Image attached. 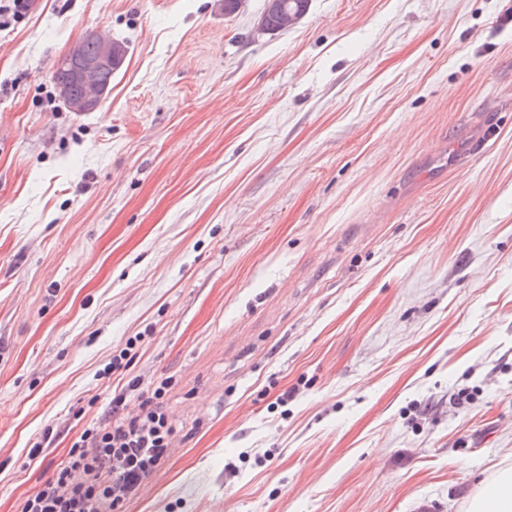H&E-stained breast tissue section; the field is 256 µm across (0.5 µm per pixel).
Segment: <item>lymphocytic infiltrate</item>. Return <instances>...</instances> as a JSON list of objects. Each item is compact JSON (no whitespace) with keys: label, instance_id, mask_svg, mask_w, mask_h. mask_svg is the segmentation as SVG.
I'll list each match as a JSON object with an SVG mask.
<instances>
[{"label":"lymphocytic infiltrate","instance_id":"f902f5d3","mask_svg":"<svg viewBox=\"0 0 512 512\" xmlns=\"http://www.w3.org/2000/svg\"><path fill=\"white\" fill-rule=\"evenodd\" d=\"M165 394L164 385L155 386L134 413L115 400L111 422L82 432L67 464L26 500L22 512H121L169 455L174 426Z\"/></svg>","mask_w":512,"mask_h":512}]
</instances>
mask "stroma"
I'll use <instances>...</instances> for the list:
<instances>
[{
    "instance_id": "stroma-1",
    "label": "stroma",
    "mask_w": 512,
    "mask_h": 512,
    "mask_svg": "<svg viewBox=\"0 0 512 512\" xmlns=\"http://www.w3.org/2000/svg\"><path fill=\"white\" fill-rule=\"evenodd\" d=\"M263 7L0 31V512L165 379L123 512H462L512 464V0ZM89 28L128 54L79 116L52 73ZM293 7L307 8V4L311 0H289ZM309 5V8H310ZM307 10H296L291 8L288 1L285 0H265L264 9L257 21V27L259 30L266 32V17L276 16L280 19L281 28L280 30H290L295 28L307 15Z\"/></svg>"
}]
</instances>
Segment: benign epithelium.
Returning a JSON list of instances; mask_svg holds the SVG:
<instances>
[{
    "instance_id": "obj_1",
    "label": "benign epithelium",
    "mask_w": 512,
    "mask_h": 512,
    "mask_svg": "<svg viewBox=\"0 0 512 512\" xmlns=\"http://www.w3.org/2000/svg\"><path fill=\"white\" fill-rule=\"evenodd\" d=\"M307 15L301 9L290 7L287 0H265L264 9L257 21L259 30H266V17L280 19L281 30L295 28ZM95 47V52L85 51L87 44ZM123 60L114 51L113 40L90 28L72 42L66 52L57 61L53 77L64 72L71 83L79 88V94L73 95L65 84H57V90L65 101L69 111L76 115L92 112L98 108L108 93V87L102 81L105 72L120 66Z\"/></svg>"
}]
</instances>
